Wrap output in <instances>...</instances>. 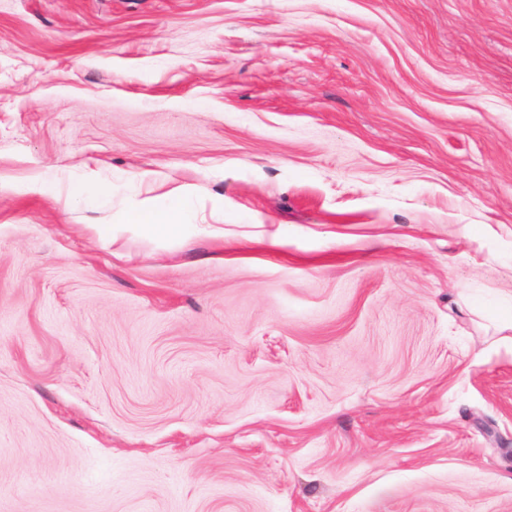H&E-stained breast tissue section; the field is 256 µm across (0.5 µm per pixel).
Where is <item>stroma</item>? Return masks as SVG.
<instances>
[{"mask_svg":"<svg viewBox=\"0 0 512 512\" xmlns=\"http://www.w3.org/2000/svg\"><path fill=\"white\" fill-rule=\"evenodd\" d=\"M510 314L512 0H0V512H512ZM126 223L152 224L158 231H167L170 224H181V210L171 198H152L131 210Z\"/></svg>","mask_w":512,"mask_h":512,"instance_id":"1","label":"stroma"}]
</instances>
